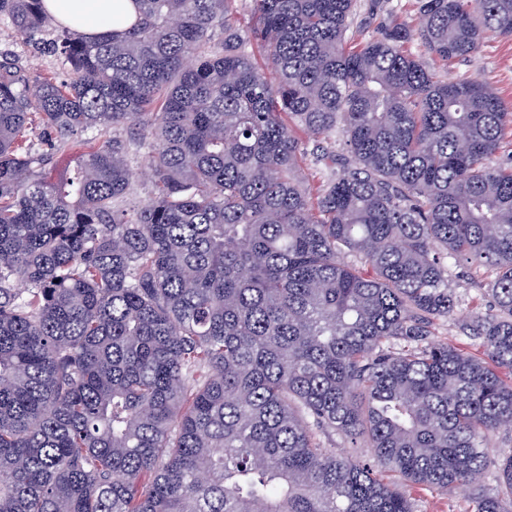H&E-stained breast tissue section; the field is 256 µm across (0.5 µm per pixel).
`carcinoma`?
<instances>
[{
  "instance_id": "obj_1",
  "label": "carcinoma",
  "mask_w": 512,
  "mask_h": 512,
  "mask_svg": "<svg viewBox=\"0 0 512 512\" xmlns=\"http://www.w3.org/2000/svg\"><path fill=\"white\" fill-rule=\"evenodd\" d=\"M132 2L48 42L44 0H0L70 73L0 51V512H414L386 477L512 512V107L407 49L464 60L512 0H418L354 47L355 0ZM451 259L496 271L480 357L434 339ZM15 50H17L19 53L26 55L27 61H28V67L33 75H41L45 74L49 71L55 72V77L57 81H66L68 79V73L66 71L60 70L56 68L55 60L52 56L49 54H31L30 52H24L23 47H16ZM26 51V50H25Z\"/></svg>"
}]
</instances>
